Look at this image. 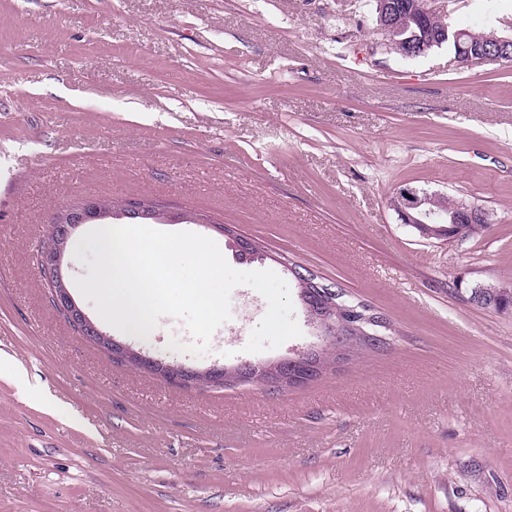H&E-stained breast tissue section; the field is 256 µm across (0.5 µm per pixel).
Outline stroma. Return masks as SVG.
I'll return each instance as SVG.
<instances>
[{"instance_id": "1", "label": "stroma", "mask_w": 512, "mask_h": 512, "mask_svg": "<svg viewBox=\"0 0 512 512\" xmlns=\"http://www.w3.org/2000/svg\"><path fill=\"white\" fill-rule=\"evenodd\" d=\"M512 33V0H435ZM369 0H0V512H512V314L454 287H512V61L405 59ZM413 187L490 212L427 239ZM151 198L239 271L310 270L386 318V344L312 385L175 388L118 365L53 306L36 267L56 210ZM235 226L259 252L238 254ZM245 352L267 311L233 289L202 357L163 317L107 335L196 369Z\"/></svg>"}]
</instances>
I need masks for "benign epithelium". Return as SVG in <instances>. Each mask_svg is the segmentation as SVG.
Masks as SVG:
<instances>
[{
  "instance_id": "7a95c632",
  "label": "benign epithelium",
  "mask_w": 512,
  "mask_h": 512,
  "mask_svg": "<svg viewBox=\"0 0 512 512\" xmlns=\"http://www.w3.org/2000/svg\"><path fill=\"white\" fill-rule=\"evenodd\" d=\"M438 39L452 40L455 56L463 63H482L490 58L465 39L463 30L450 29L441 33ZM399 196L402 200V207L397 210L399 219L424 237L446 240L448 226L460 223V216L448 214L442 205L445 199L442 193L403 188L399 190ZM107 219H130L142 223L164 219L180 223L184 217L180 213L165 214L141 199L124 202L119 207H105L98 198L88 197L56 212L49 225V235L40 249L37 263L51 290L52 302L80 335L108 351L114 361L133 365L181 388L201 383H259L271 388L289 389L304 387L317 380L328 362V354H333V361L340 363L348 359L354 349L370 347L376 342V337L367 336L362 331V326L373 318L369 309L354 308L348 315L338 318L335 307L330 306L316 316V335L322 343L275 362L240 365L234 369L213 367L197 370L149 357L100 331L75 303L63 280V260L73 234L84 224H99Z\"/></svg>"
}]
</instances>
